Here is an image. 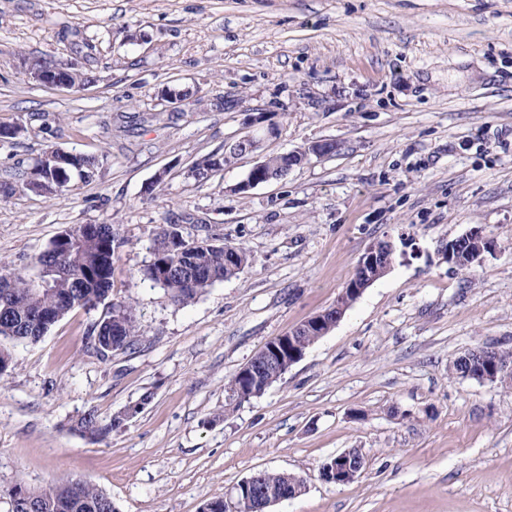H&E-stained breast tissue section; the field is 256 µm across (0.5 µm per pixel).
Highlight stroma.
Segmentation results:
<instances>
[{
    "instance_id": "stroma-1",
    "label": "stroma",
    "mask_w": 512,
    "mask_h": 512,
    "mask_svg": "<svg viewBox=\"0 0 512 512\" xmlns=\"http://www.w3.org/2000/svg\"><path fill=\"white\" fill-rule=\"evenodd\" d=\"M48 57L93 77H25ZM190 90L181 105L164 86ZM279 124L264 153L321 140L288 176L234 188L258 156L200 182L193 169ZM0 257L36 275L53 239L111 224L109 302L77 308L0 374V490L69 476L117 512H200L261 471L302 477L270 512H512V387L455 374L476 347L512 350V0H0ZM50 149L106 155L98 178L46 197L24 171ZM165 181L145 187L158 172ZM243 245L247 266L187 305L144 275L157 229ZM494 247L472 268L441 249L471 228ZM391 269L262 395L225 386L268 341L336 303L374 242ZM133 347L90 336L113 302ZM102 443L78 433L88 411ZM365 459L347 484L321 464ZM24 72L30 79L41 85L66 88L72 87L70 82L62 77V74L69 73V70L62 67L51 70H33L27 67ZM120 417L112 418L110 421L100 419L94 412L89 411L85 413L78 421L79 427L83 429H90L92 433L98 436V440L106 439L112 430L121 424Z\"/></svg>"
}]
</instances>
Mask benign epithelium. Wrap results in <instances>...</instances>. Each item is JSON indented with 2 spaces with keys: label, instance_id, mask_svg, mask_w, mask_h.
Segmentation results:
<instances>
[{
  "label": "benign epithelium",
  "instance_id": "benign-epithelium-1",
  "mask_svg": "<svg viewBox=\"0 0 512 512\" xmlns=\"http://www.w3.org/2000/svg\"><path fill=\"white\" fill-rule=\"evenodd\" d=\"M65 68L51 70H33L25 68V74L33 81L55 87H70V82L62 77L66 73ZM253 130L248 134L224 145L242 155L252 154L260 150L265 139L279 135V129L273 124H263L256 118L250 121ZM274 180V175L267 167L264 158H259L252 167L245 180L240 182L235 191L247 192L259 184ZM491 249V242L485 238L478 227L470 229L455 241L445 244L442 248V258L448 264L458 268H469L475 262L481 260L483 254ZM396 247L389 240L377 241L372 244L360 259L354 277L336 300L334 307L321 312L296 326L288 333L276 337L267 343L256 355H254L237 375L248 378L257 369L275 368L280 374H285L288 369L296 364L304 356V353L287 348L288 338L303 332H314L324 336L330 332L326 328L327 317H332L333 323H338L353 303L381 278L392 266ZM466 361L475 363L484 370L478 372L477 378L481 382L499 383L506 387L512 386V371L494 363L493 355L485 349H472L465 355ZM336 465L331 471L322 475V479L335 484H345L353 481L359 472V468L351 463L352 453L346 450L336 456ZM243 489L247 496L262 503V508L267 509L272 504L282 501V497L276 495L273 490L264 485L263 475L256 473L246 479Z\"/></svg>",
  "mask_w": 512,
  "mask_h": 512
}]
</instances>
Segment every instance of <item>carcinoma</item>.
<instances>
[{"instance_id":"1","label":"carcinoma","mask_w":512,"mask_h":512,"mask_svg":"<svg viewBox=\"0 0 512 512\" xmlns=\"http://www.w3.org/2000/svg\"><path fill=\"white\" fill-rule=\"evenodd\" d=\"M236 158V153L226 150L195 168L193 175L200 181L206 180L209 171L227 166ZM102 166V159L81 154L62 164L41 160L32 172L34 186L56 196L61 194L60 187L71 183L73 176L90 182ZM179 238L177 225L161 228L153 241V260L145 271L146 276L166 289L179 305L193 302L214 283L238 274L240 262H249L245 247L205 240L188 250L194 262L186 271L180 268L177 254ZM123 244L124 240L110 224L78 225L58 235L37 259L38 274L53 280L52 286L44 291L35 290L32 277L11 269L10 263L1 259L0 273H5L6 289L0 288V338L36 342L72 309L91 308L106 299L112 290V256ZM94 331L104 352L110 350L116 338L123 341V348L131 347L136 336L135 309L127 302L113 303L110 315L100 321ZM279 379L280 374L274 369L259 372L248 383L250 397L263 394ZM120 424L119 417L105 421L92 411L78 421L79 427L91 430L100 440L106 439ZM265 483L286 499L304 492L292 474L268 472ZM22 493L33 501L30 512H99L104 498L103 491L71 478H61L40 489H32L20 480L5 491L9 498Z\"/></svg>"}]
</instances>
